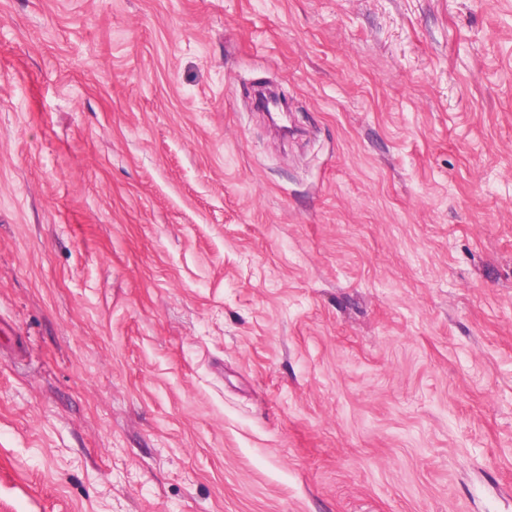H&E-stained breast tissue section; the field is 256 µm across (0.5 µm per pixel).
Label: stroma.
<instances>
[{
    "mask_svg": "<svg viewBox=\"0 0 512 512\" xmlns=\"http://www.w3.org/2000/svg\"><path fill=\"white\" fill-rule=\"evenodd\" d=\"M0 512H512V0H0Z\"/></svg>",
    "mask_w": 512,
    "mask_h": 512,
    "instance_id": "1",
    "label": "stroma"
}]
</instances>
